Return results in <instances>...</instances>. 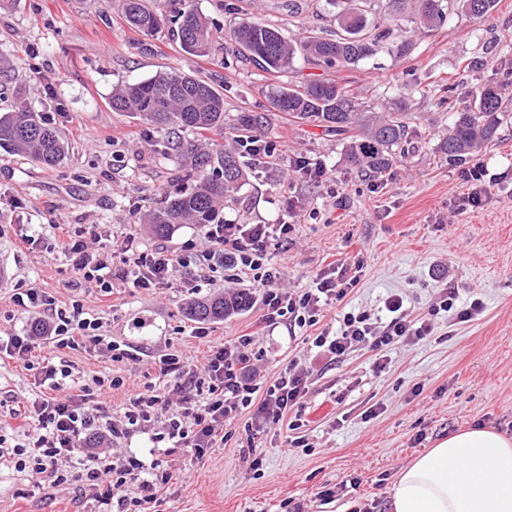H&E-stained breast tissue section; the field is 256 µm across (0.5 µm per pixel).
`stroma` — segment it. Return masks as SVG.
<instances>
[{
    "label": "stroma",
    "instance_id": "35a3bbf8",
    "mask_svg": "<svg viewBox=\"0 0 512 512\" xmlns=\"http://www.w3.org/2000/svg\"><path fill=\"white\" fill-rule=\"evenodd\" d=\"M284 0H191L224 40L242 13L301 35L316 22L320 0H302L304 10L289 17ZM174 21L147 36L132 29L122 0H0V111L17 96L53 125L68 143L55 168L45 169L0 149V331L29 330L32 313L18 312L15 288L36 287L60 305L82 304L102 317L108 336L140 352L138 360L113 362L81 349L36 348L32 364L0 361V428L19 425L22 409L36 389L43 366L71 365L67 390L91 377L119 376L113 410L156 382L154 360L174 353L198 365L213 342L254 333L262 354L260 377L272 381L289 360L310 368L309 392L298 416L300 447L285 443V430L262 438L261 456L249 452L245 419L227 427L224 445L203 459L176 452L168 464L173 484L162 494L161 512H285L288 502L305 512H351L368 504L388 512L392 483L416 456L439 437L462 426H485L512 437V123L500 139L477 155L490 173L504 179L491 188L483 208L457 213L455 200L466 192L460 169L436 150L450 121L434 98L423 97L436 77L476 84L512 66V0H499L489 18L458 15L419 38L411 57L388 54L354 68L296 66L260 73L234 55H187L172 37ZM471 65L462 71L461 62ZM181 69L208 78L224 96L229 113L266 112L265 139L278 142L276 164L254 167L246 183L224 205L233 224H276L292 220L287 247L273 250L272 262L285 273V288L299 291L331 263L359 266L355 288L339 307L325 311L318 325L289 332L287 324L265 326L259 305L208 323L196 336L185 316L190 299L181 288L146 291L115 286L111 296L79 283L52 227L77 230L98 225L105 252L116 236H134L152 246L145 218L166 193L182 186L180 159L161 152L163 133L137 117L113 111L115 87ZM298 77L331 79L338 85L375 92L379 105L407 94L420 133L409 154L380 179L363 181L351 170L345 147L321 128L295 123L274 111L270 92ZM322 163L317 181L296 171L297 158ZM37 238L34 246L21 234ZM454 288L459 305L473 299L483 313L468 322L434 316L435 334L413 345L386 350L385 367L375 371L374 354L363 345L338 362H328L309 339L338 328L340 314L367 311L388 319V298L404 301L409 317L430 315L440 289ZM333 497L319 499V488ZM80 484L35 488L22 474L0 468V512H97Z\"/></svg>",
    "mask_w": 512,
    "mask_h": 512
}]
</instances>
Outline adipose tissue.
<instances>
[{"mask_svg": "<svg viewBox=\"0 0 512 512\" xmlns=\"http://www.w3.org/2000/svg\"><path fill=\"white\" fill-rule=\"evenodd\" d=\"M390 512H512V438L462 427L396 476Z\"/></svg>", "mask_w": 512, "mask_h": 512, "instance_id": "ef3b65f1", "label": "adipose tissue"}]
</instances>
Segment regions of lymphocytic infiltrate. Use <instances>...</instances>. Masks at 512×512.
Listing matches in <instances>:
<instances>
[{
    "instance_id": "f902f5d3",
    "label": "lymphocytic infiltrate",
    "mask_w": 512,
    "mask_h": 512,
    "mask_svg": "<svg viewBox=\"0 0 512 512\" xmlns=\"http://www.w3.org/2000/svg\"><path fill=\"white\" fill-rule=\"evenodd\" d=\"M293 231V225L285 222L211 224L202 239L187 241L177 254L162 245L142 249L127 238L108 255L90 246L97 231L89 226L84 234L66 235L62 249L79 278L107 294L118 281L145 290L177 284L194 293L203 277L232 267L246 274L259 293L268 325L285 321L293 328L311 327L324 310L342 302L357 278L341 263L318 273L309 288H282L284 273L271 264L269 252L288 242ZM457 300L456 289H441L429 317L410 320L402 298L394 297L386 303L388 321L374 320L364 311H350L344 313L336 333L321 332L311 344L332 361L358 343L373 351L417 344L433 335V316L450 312L457 320L469 321L484 309L480 300L463 307ZM14 301L26 311L40 309L43 332L38 337L29 332L1 335L0 354L8 359L29 362L43 340L59 348L107 352L115 362L136 356L133 348H118L106 336L101 318L86 314L82 305L61 306L55 297L37 288L16 292ZM253 342V336L246 334L213 345L199 367L177 354L161 355L156 366L163 387L148 388L130 399L117 415L110 413L107 399L123 386L121 377H97L92 387L65 394L61 381L69 377V370L45 366L41 381L48 385V392L28 400L24 407V418L32 422L37 434L22 443L0 434V465L29 474L39 486L83 482L101 512H152L173 478L168 456L182 450L203 458L211 449L223 447L225 427L240 416H248V430L256 437L302 406L309 391L307 368L289 361L267 387H260L256 380L259 357ZM138 433L163 444L161 456L146 462L120 452V444ZM128 485L133 487V495L124 494Z\"/></svg>"
}]
</instances>
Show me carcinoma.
Returning a JSON list of instances; mask_svg holds the SVG:
<instances>
[{"label":"carcinoma","instance_id":"obj_1","mask_svg":"<svg viewBox=\"0 0 512 512\" xmlns=\"http://www.w3.org/2000/svg\"><path fill=\"white\" fill-rule=\"evenodd\" d=\"M125 16L146 35L160 27L158 15L147 0H124ZM177 28L174 36L190 56H205L212 48L207 19L196 9L176 0ZM376 0H325L334 27L310 30L293 39L285 31L259 17L242 19L230 32L231 45L239 61L266 72L294 68L296 61L315 68L346 69L386 52L393 58L412 55L416 42L382 26ZM498 0H388L394 15L415 24L425 35L458 12L471 19L491 15ZM438 105L452 112L448 130L437 144V152L450 164H465L485 144L498 138V131L512 120V67L468 90L460 81L440 86ZM273 108L302 122L322 128L327 136L346 139L348 161L379 177L413 144L410 104L398 97L391 106L377 109L373 96L355 95L333 81L307 80L278 87L271 97ZM109 104L116 112H131L146 124L166 132V150L185 161L187 188L168 197L149 219L150 231L166 239L180 224H221L220 213L230 194L250 174L249 163L231 148L214 145L202 150L183 138L184 131L215 133L223 138L261 135L269 126L264 113L239 112L228 117L224 97L211 82L173 69L112 91ZM0 148L22 153L35 164L54 167L67 155L62 134L45 124L20 100L15 108L0 113ZM253 296L238 292L188 304V314L199 321H218L250 307Z\"/></svg>","mask_w":512,"mask_h":512}]
</instances>
